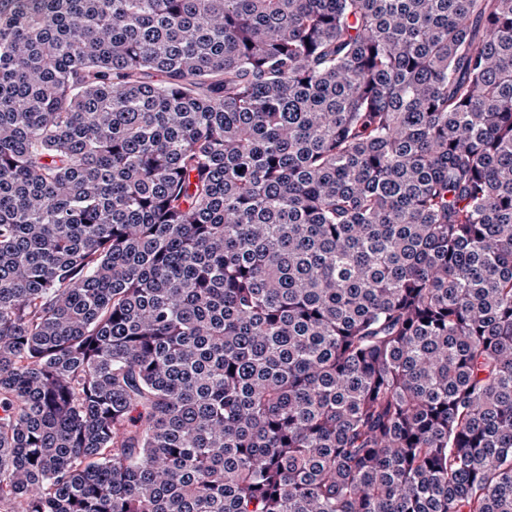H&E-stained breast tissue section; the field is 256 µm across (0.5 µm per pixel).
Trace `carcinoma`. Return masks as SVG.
Returning <instances> with one entry per match:
<instances>
[{
  "instance_id": "1",
  "label": "carcinoma",
  "mask_w": 512,
  "mask_h": 512,
  "mask_svg": "<svg viewBox=\"0 0 512 512\" xmlns=\"http://www.w3.org/2000/svg\"><path fill=\"white\" fill-rule=\"evenodd\" d=\"M0 512H512V0H0Z\"/></svg>"
}]
</instances>
